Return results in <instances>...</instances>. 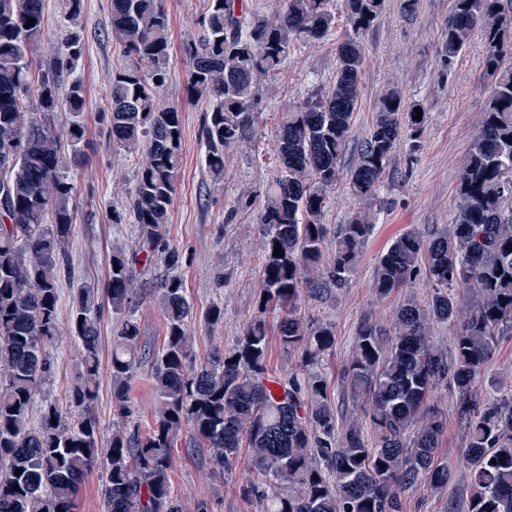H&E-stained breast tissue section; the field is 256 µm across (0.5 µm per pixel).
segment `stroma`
<instances>
[{
    "label": "stroma",
    "instance_id": "obj_1",
    "mask_svg": "<svg viewBox=\"0 0 512 512\" xmlns=\"http://www.w3.org/2000/svg\"><path fill=\"white\" fill-rule=\"evenodd\" d=\"M171 28L169 80L163 97L183 108L182 162L178 190L167 234L185 256L183 278L196 315L189 325L196 364H203L218 349L230 347L244 326L257 314L258 270L262 236L254 215L261 206L275 173L280 106L301 102L315 84L331 82L336 72L335 36L296 47L278 79L259 89V104L252 114L253 136L224 158V181L214 183L205 167L203 136L205 105L188 103L184 41L201 34L205 0H164ZM452 0H417L405 11L403 0H385V9L362 35L365 48L361 93L348 147L340 161V175L329 193L324 222L329 227L346 223L362 203L345 182L358 159L357 150L372 126L380 95L400 90L407 101H420L427 110V125L419 151L400 144L382 179L376 206V226L363 249V258L349 288L338 300L306 302L302 312L309 321L329 325L336 351L317 365L327 376L335 404L351 407L342 379L356 330L364 318L390 322L396 306L406 297L426 301L433 286L425 274L410 287L390 297L376 299L372 291L374 266L388 244L399 234L428 233L454 219L456 190L466 164L480 114L492 89L483 67L484 43L473 34L451 77L441 75L436 54L440 35L448 22ZM110 0H84L80 34L84 49L74 75L85 90L86 107L79 117L62 112L60 126L80 120L86 128L87 161L70 175L77 185V222L68 244L69 273L59 288L102 287L113 255L129 252L135 234L130 225L116 224L133 185L135 154L109 142L100 114L107 107L112 72L123 62L122 49L109 34ZM144 299L138 308L141 343L162 346L166 320L158 293L149 277L138 282ZM224 303V320L210 325L206 313L213 301ZM51 354L55 368L44 383L42 397L66 405L68 391L82 367L78 348L69 334H61ZM151 360H144L132 384L133 424L148 431L157 408L151 381ZM440 408L448 418L440 456L448 463V490L434 496L415 491L406 497L405 512H466L468 468L462 458L466 431L455 412L452 391L440 390ZM190 431H183L174 449L172 488L186 504L208 499L210 512H259L255 499L246 496L239 472L219 473L209 465L206 450L190 449Z\"/></svg>",
    "mask_w": 512,
    "mask_h": 512
}]
</instances>
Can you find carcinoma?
<instances>
[{"instance_id":"cac0c4a2","label":"carcinoma","mask_w":512,"mask_h":512,"mask_svg":"<svg viewBox=\"0 0 512 512\" xmlns=\"http://www.w3.org/2000/svg\"><path fill=\"white\" fill-rule=\"evenodd\" d=\"M62 2L70 30L48 61L35 64L46 29L44 0H0V512H75L80 486L99 464L106 512H184L170 473L172 450L186 428L193 447L208 449L219 470L241 471L260 512H405L408 493L448 488V464L438 456L447 429L435 404L442 386L455 393L457 418L467 429V512H512V379L485 377L499 336L512 329V67L503 68L512 42L502 32L504 0H453L438 57L453 68L478 31L494 84L453 224L427 237L402 234L378 258L377 297L407 287L422 268L433 294L423 303L402 302L388 325L371 319L359 325L343 369L354 402L349 419L333 406L327 378L316 370L336 337L330 326L305 321L301 309L305 300L326 302L350 286L374 228L367 205L334 232L323 216L360 96L361 35L385 0H342L352 31L336 42V81L281 107L277 172L256 216L260 315L204 366L193 364L184 254L166 231L182 127L181 105L162 99L169 20L163 0H110V35L126 61L112 72L103 118L112 144L137 153L124 213L112 221L135 227L134 250L112 256L101 292H71L68 325L82 377L69 392V408L42 401L33 427L37 395L54 368L45 345L59 335V282L74 230L77 185L61 153L70 149L76 166L86 159L84 126L74 121L62 133L55 124V113L78 115L85 108L80 80L59 94L61 78L74 72L83 51V0ZM201 25L202 35L186 47L187 97L207 104L206 165L218 182L224 155L249 138L259 85L282 73L296 46L328 37L336 9L332 0H285L269 19L246 15L240 0H207ZM417 107L423 105L397 90L380 96L349 175L353 194L377 199L399 145L408 140L411 149L420 147L426 118L413 119ZM139 266L160 269L167 336L157 350L140 345ZM276 308L283 312L281 344L301 349L300 364L284 379L268 367L265 314ZM106 310L113 321L112 400L121 420L133 415L129 390L137 370L143 360L153 361L158 407L145 434L124 424L107 437L91 411ZM435 323L454 328L452 354L434 343Z\"/></svg>"}]
</instances>
